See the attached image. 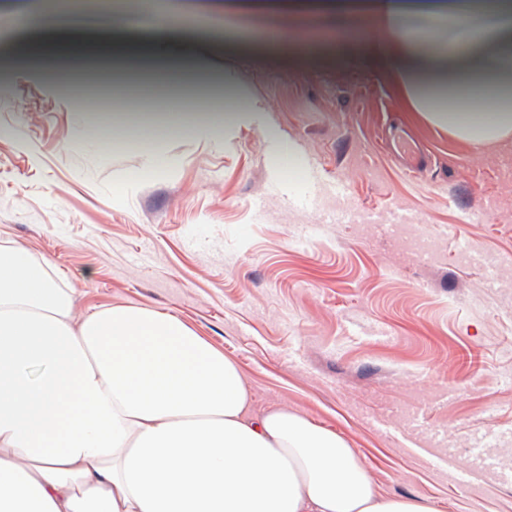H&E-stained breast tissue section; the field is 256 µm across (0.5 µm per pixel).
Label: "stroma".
Wrapping results in <instances>:
<instances>
[{"mask_svg": "<svg viewBox=\"0 0 512 512\" xmlns=\"http://www.w3.org/2000/svg\"><path fill=\"white\" fill-rule=\"evenodd\" d=\"M0 0V242L28 249L69 288L76 315L113 305L183 318L239 367L260 413L294 410L359 455L378 491L441 512H512V142L476 148L418 116L374 38L339 46L351 16L224 0L173 8L168 87L149 21L113 0H49L74 45L121 46L96 69H48ZM296 34L294 47L269 32ZM83 83L80 104L57 81ZM258 109L250 123L144 140L175 106L208 124L217 84ZM409 135L386 150L387 119ZM109 121L112 145L85 142ZM291 155H283L284 144ZM420 154L427 167L403 168ZM316 171L369 223L325 224L326 203H290L281 181ZM400 209L407 234L381 221ZM433 260L414 266L408 235ZM495 259L493 272L460 260Z\"/></svg>", "mask_w": 512, "mask_h": 512, "instance_id": "1", "label": "stroma"}]
</instances>
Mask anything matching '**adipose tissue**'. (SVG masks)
Instances as JSON below:
<instances>
[{
	"mask_svg": "<svg viewBox=\"0 0 512 512\" xmlns=\"http://www.w3.org/2000/svg\"><path fill=\"white\" fill-rule=\"evenodd\" d=\"M378 31L413 109L462 142L512 138V0L462 38ZM0 512H440L381 495L354 449L296 412L250 411L236 364L181 318L118 305L75 316L27 251L0 243Z\"/></svg>",
	"mask_w": 512,
	"mask_h": 512,
	"instance_id": "obj_1",
	"label": "adipose tissue"
}]
</instances>
